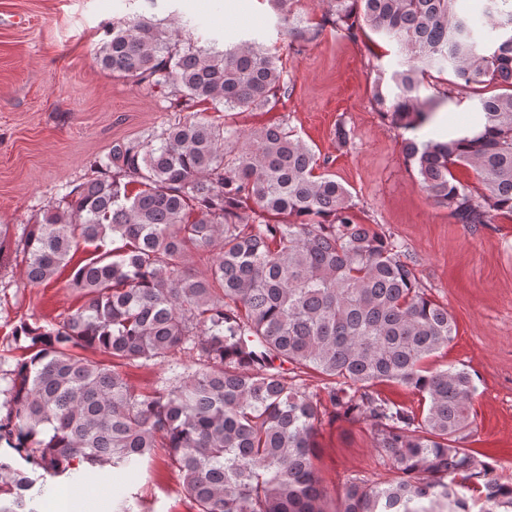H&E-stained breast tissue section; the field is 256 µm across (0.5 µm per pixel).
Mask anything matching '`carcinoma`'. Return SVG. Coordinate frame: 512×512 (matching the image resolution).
I'll return each instance as SVG.
<instances>
[{"label": "carcinoma", "mask_w": 512, "mask_h": 512, "mask_svg": "<svg viewBox=\"0 0 512 512\" xmlns=\"http://www.w3.org/2000/svg\"><path fill=\"white\" fill-rule=\"evenodd\" d=\"M329 0L301 28L290 0H271L296 40L330 26L350 42L370 29L399 47L373 102L392 127L417 132L459 89L484 116L471 136L402 138L417 181L456 224L512 219V0ZM102 68L176 106L273 110L287 90L278 60L255 40L221 50L184 44L150 20L112 25ZM452 73L425 99L433 74ZM469 166L477 184L454 170ZM294 131L273 122L247 137L202 112L144 139L116 140L16 239L0 225V264L15 256L27 280H51L80 245L95 255L69 287L85 302L58 321L21 319L17 360L0 416V512H38L46 477L137 472L166 448L195 512H512V482L467 446L477 432L471 373L428 361L455 339L448 307L418 286L404 246L359 221L348 189ZM138 191H129V186ZM122 245L104 249L106 240ZM216 250L207 274L194 250ZM92 348L106 357L80 355ZM197 362L136 391L122 367ZM321 378L308 390L306 376ZM401 385L419 409L392 401ZM370 426L390 480L352 474L323 486L314 460L326 415Z\"/></svg>", "instance_id": "cac0c4a2"}]
</instances>
